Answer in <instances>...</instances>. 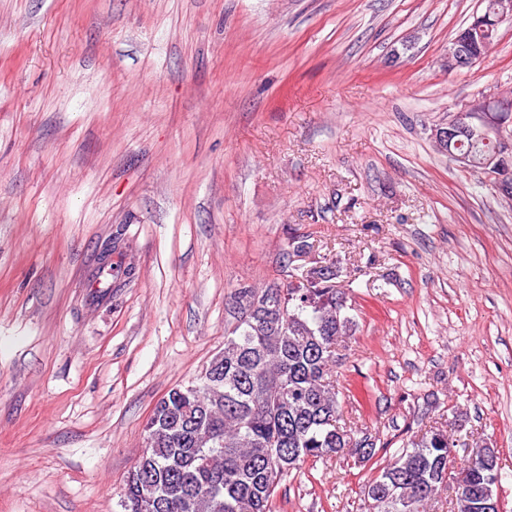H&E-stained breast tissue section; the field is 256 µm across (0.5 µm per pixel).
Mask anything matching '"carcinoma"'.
<instances>
[{"instance_id":"cac0c4a2","label":"carcinoma","mask_w":512,"mask_h":512,"mask_svg":"<svg viewBox=\"0 0 512 512\" xmlns=\"http://www.w3.org/2000/svg\"><path fill=\"white\" fill-rule=\"evenodd\" d=\"M455 150L483 172L493 145L459 137ZM339 268L322 266L308 284L273 282L232 296L236 325L197 381L175 387L155 405L143 453L129 473L124 512H274L281 482L309 460L346 454L368 461L376 440L349 447L339 424L336 345L356 331ZM455 440L431 426L399 449L364 489L370 512H432L451 488L454 512H484L497 496L498 460L471 458L448 482Z\"/></svg>"}]
</instances>
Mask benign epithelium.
Returning <instances> with one entry per match:
<instances>
[{
    "instance_id": "1",
    "label": "benign epithelium",
    "mask_w": 512,
    "mask_h": 512,
    "mask_svg": "<svg viewBox=\"0 0 512 512\" xmlns=\"http://www.w3.org/2000/svg\"><path fill=\"white\" fill-rule=\"evenodd\" d=\"M490 18L498 27L505 22H511L512 0H492L489 4L482 5L469 26L451 40L448 46V69L473 67L491 53L493 47L484 39L486 24ZM486 103L485 98L476 100L470 110L458 116L457 123L434 128L432 136L439 149L446 153L448 144L459 135L480 129L485 141H491L495 146L494 154L486 162V173L491 180V186L499 193L509 196L512 195V166L508 165V161L512 159V134L507 131L505 124H479V113L485 111Z\"/></svg>"
}]
</instances>
